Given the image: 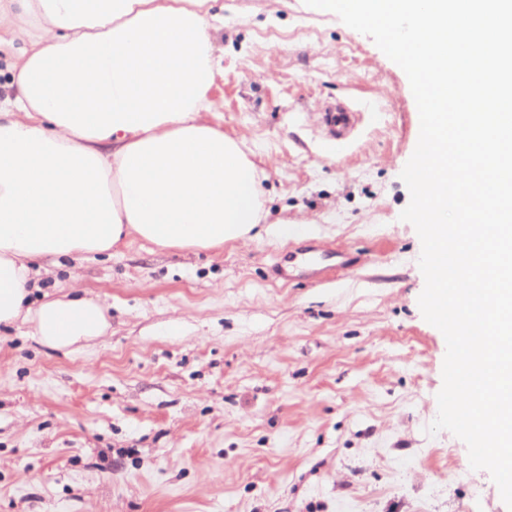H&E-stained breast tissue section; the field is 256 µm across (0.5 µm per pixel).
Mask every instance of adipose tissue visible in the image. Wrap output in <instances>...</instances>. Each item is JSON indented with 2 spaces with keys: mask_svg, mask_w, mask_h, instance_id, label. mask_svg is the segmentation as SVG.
I'll return each mask as SVG.
<instances>
[{
  "mask_svg": "<svg viewBox=\"0 0 512 512\" xmlns=\"http://www.w3.org/2000/svg\"><path fill=\"white\" fill-rule=\"evenodd\" d=\"M223 24L214 0H0V46L23 44L0 102V325L86 348L106 306L75 286L30 305L36 262L132 235L215 248L260 224L258 167L208 120Z\"/></svg>",
  "mask_w": 512,
  "mask_h": 512,
  "instance_id": "adipose-tissue-1",
  "label": "adipose tissue"
}]
</instances>
